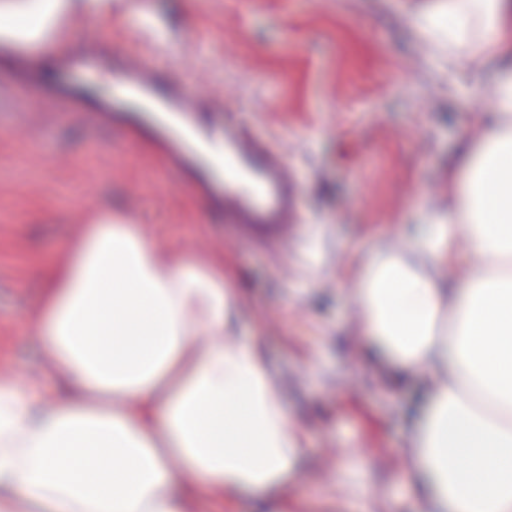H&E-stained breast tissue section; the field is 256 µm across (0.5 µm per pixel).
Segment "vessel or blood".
<instances>
[{"label":"vessel or blood","instance_id":"vessel-or-blood-1","mask_svg":"<svg viewBox=\"0 0 512 512\" xmlns=\"http://www.w3.org/2000/svg\"><path fill=\"white\" fill-rule=\"evenodd\" d=\"M44 39L52 46L61 70H111L114 82L149 115L150 123L131 121L109 101L85 102L63 85L57 97L70 117L90 118L99 127L121 125L134 137L148 135L169 168L194 174L198 192L223 209L235 238L280 255L289 235L301 228V190L267 133L203 123L202 113L225 111L223 99L190 90L176 74L171 75L166 91H159L161 70L154 59L117 57L108 42L74 44L67 19L49 25ZM38 66L35 52L23 46L0 59V67L20 81Z\"/></svg>","mask_w":512,"mask_h":512}]
</instances>
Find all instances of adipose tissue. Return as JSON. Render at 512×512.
<instances>
[{
	"instance_id": "adipose-tissue-1",
	"label": "adipose tissue",
	"mask_w": 512,
	"mask_h": 512,
	"mask_svg": "<svg viewBox=\"0 0 512 512\" xmlns=\"http://www.w3.org/2000/svg\"><path fill=\"white\" fill-rule=\"evenodd\" d=\"M512 0H448L424 24L449 62L495 61L494 108L448 164L413 240L362 262L353 299L375 365L426 380L403 446L414 512H512ZM470 246L468 273L442 272ZM231 263L160 250L136 224L81 225L24 322L36 372L0 371V512H289L307 439Z\"/></svg>"
}]
</instances>
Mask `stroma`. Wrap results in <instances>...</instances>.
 Returning <instances> with one entry per match:
<instances>
[{"label": "stroma", "instance_id": "stroma-1", "mask_svg": "<svg viewBox=\"0 0 512 512\" xmlns=\"http://www.w3.org/2000/svg\"><path fill=\"white\" fill-rule=\"evenodd\" d=\"M70 37L108 39L119 56L161 39L158 65L193 90L224 97L204 114L268 131L301 180L304 255L274 262L235 239L147 143L69 122L55 95V57L1 107L0 356L17 379L36 366L21 326L40 275L89 223L92 208L147 226L160 247L227 256L247 276L237 336L261 337L288 411L307 436L296 512H361L356 474L385 512H410L401 447L421 378L393 383L362 357V321L348 279L387 237L427 223L448 196V159L492 108L463 65L420 22L447 0H99Z\"/></svg>", "mask_w": 512, "mask_h": 512}]
</instances>
